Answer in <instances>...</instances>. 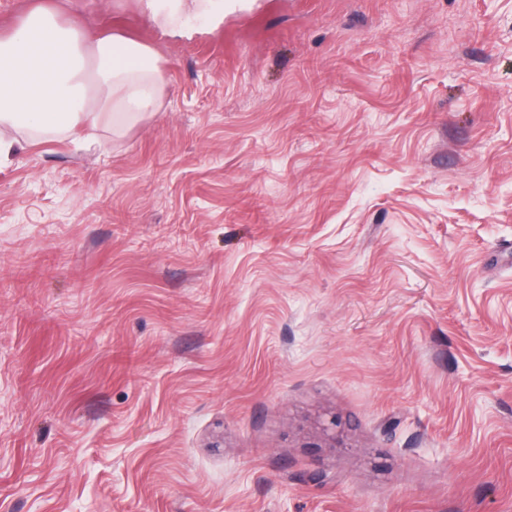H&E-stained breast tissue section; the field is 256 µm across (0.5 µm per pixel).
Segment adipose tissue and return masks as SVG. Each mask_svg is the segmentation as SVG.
Returning <instances> with one entry per match:
<instances>
[{"mask_svg":"<svg viewBox=\"0 0 512 512\" xmlns=\"http://www.w3.org/2000/svg\"><path fill=\"white\" fill-rule=\"evenodd\" d=\"M172 37L219 23L222 0H140ZM165 74L152 50L108 36L89 39L51 9L33 8L0 36V163L29 142L67 138L111 120L119 130L160 107Z\"/></svg>","mask_w":512,"mask_h":512,"instance_id":"1","label":"adipose tissue"}]
</instances>
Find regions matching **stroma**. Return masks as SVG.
Instances as JSON below:
<instances>
[{
  "mask_svg": "<svg viewBox=\"0 0 512 512\" xmlns=\"http://www.w3.org/2000/svg\"><path fill=\"white\" fill-rule=\"evenodd\" d=\"M157 112L0 164V512H512V0H0ZM222 0H140L145 18L171 37H185L199 23L218 24Z\"/></svg>",
  "mask_w": 512,
  "mask_h": 512,
  "instance_id": "35a3bbf8",
  "label": "stroma"
}]
</instances>
